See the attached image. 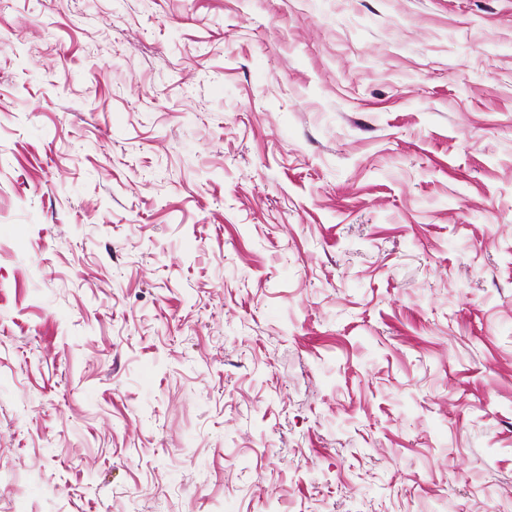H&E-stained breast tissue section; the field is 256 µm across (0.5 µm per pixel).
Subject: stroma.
<instances>
[{
	"label": "stroma",
	"mask_w": 512,
	"mask_h": 512,
	"mask_svg": "<svg viewBox=\"0 0 512 512\" xmlns=\"http://www.w3.org/2000/svg\"><path fill=\"white\" fill-rule=\"evenodd\" d=\"M0 512H512V0H0Z\"/></svg>",
	"instance_id": "stroma-1"
}]
</instances>
